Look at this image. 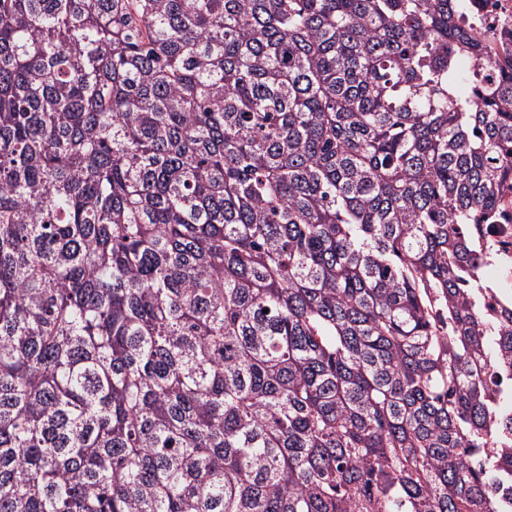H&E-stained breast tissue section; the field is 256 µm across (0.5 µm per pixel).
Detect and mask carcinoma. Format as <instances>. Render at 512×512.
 Masks as SVG:
<instances>
[{
	"instance_id": "obj_1",
	"label": "carcinoma",
	"mask_w": 512,
	"mask_h": 512,
	"mask_svg": "<svg viewBox=\"0 0 512 512\" xmlns=\"http://www.w3.org/2000/svg\"><path fill=\"white\" fill-rule=\"evenodd\" d=\"M449 0H0V512H512V75ZM493 239L497 245V257L485 264L483 280L499 307L512 299V225L496 224ZM492 267V272L486 268Z\"/></svg>"
}]
</instances>
